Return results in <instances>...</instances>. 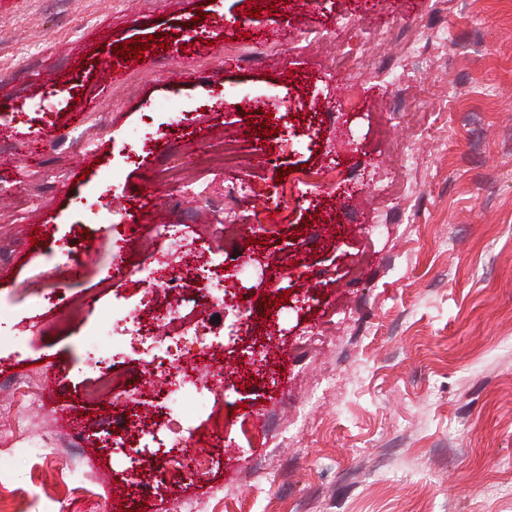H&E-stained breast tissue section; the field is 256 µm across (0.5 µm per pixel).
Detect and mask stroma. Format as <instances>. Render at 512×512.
Returning a JSON list of instances; mask_svg holds the SVG:
<instances>
[{"label": "stroma", "mask_w": 512, "mask_h": 512, "mask_svg": "<svg viewBox=\"0 0 512 512\" xmlns=\"http://www.w3.org/2000/svg\"><path fill=\"white\" fill-rule=\"evenodd\" d=\"M201 11L211 26L190 37ZM151 35L167 48L99 86L115 44ZM340 48L371 66L337 71ZM49 70L62 82L45 84ZM1 83L0 512H179L186 499L201 512H512V0H0ZM171 98L190 127L172 128ZM147 111L161 136L127 163ZM227 132L248 168L182 166L195 192L176 203L151 186L154 168ZM301 165L326 179L295 185ZM246 175L241 220L212 235L215 201ZM115 207L132 214L120 231L141 259L165 222L213 263L251 258L208 312L224 387L185 435L207 461L189 478L153 440L136 460L97 445L85 465L44 456L57 407L91 434L155 407L157 352L126 336L138 403L81 401L96 378L86 325L113 304L143 315L144 286L119 276L87 221ZM61 238L75 254L52 256ZM77 294L87 306L69 334H45Z\"/></svg>", "instance_id": "obj_1"}]
</instances>
